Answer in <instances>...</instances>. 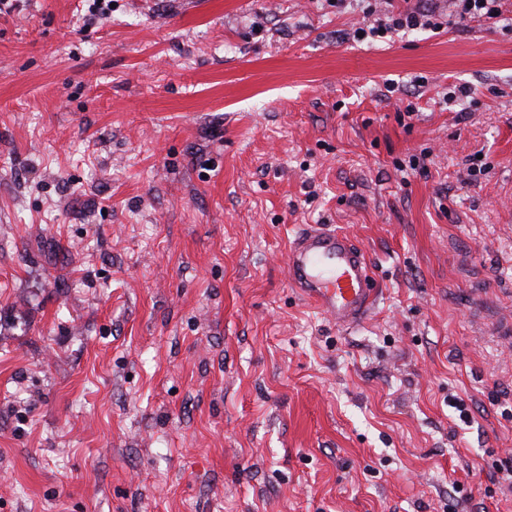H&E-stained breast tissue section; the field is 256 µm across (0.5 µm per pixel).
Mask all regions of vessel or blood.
I'll return each mask as SVG.
<instances>
[{
    "mask_svg": "<svg viewBox=\"0 0 512 512\" xmlns=\"http://www.w3.org/2000/svg\"><path fill=\"white\" fill-rule=\"evenodd\" d=\"M288 281L342 328L365 320L377 290L362 249L323 224L298 231L288 250Z\"/></svg>",
    "mask_w": 512,
    "mask_h": 512,
    "instance_id": "b4317fda",
    "label": "vessel or blood"
}]
</instances>
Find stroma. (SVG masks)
<instances>
[{
	"instance_id": "stroma-1",
	"label": "stroma",
	"mask_w": 512,
	"mask_h": 512,
	"mask_svg": "<svg viewBox=\"0 0 512 512\" xmlns=\"http://www.w3.org/2000/svg\"><path fill=\"white\" fill-rule=\"evenodd\" d=\"M12 2L0 512H512V32ZM306 224L372 266L355 329L288 282Z\"/></svg>"
}]
</instances>
